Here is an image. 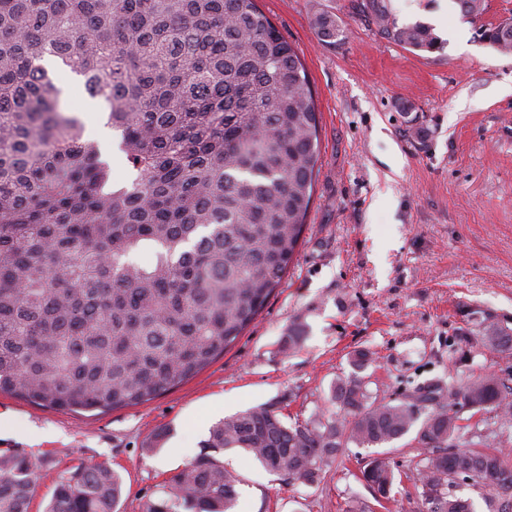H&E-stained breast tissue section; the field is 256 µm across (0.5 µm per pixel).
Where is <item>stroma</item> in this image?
Here are the masks:
<instances>
[{"mask_svg": "<svg viewBox=\"0 0 512 512\" xmlns=\"http://www.w3.org/2000/svg\"><path fill=\"white\" fill-rule=\"evenodd\" d=\"M362 0H257L297 49L320 113L321 159L303 240L259 316L195 377L154 400L100 414L52 411L0 394V454L37 459L30 512H45L65 471L89 461L121 473L118 512L143 502L202 452L218 420L274 407L320 417L334 382L366 348L379 396L402 398L424 382L465 384L495 373L512 384V351L462 339L484 314L512 327V52L492 48L484 25L512 17V0H484L479 19L454 0H390L399 24L432 27L443 51L409 49L377 32ZM336 17V43L319 40L315 16ZM64 105L95 140L102 110L83 80L56 69ZM306 337L283 352L289 328ZM401 471L422 458L413 435L348 444L317 483H287L241 450L224 454L239 478L235 512H426L416 480L395 483L375 506L357 474L375 453Z\"/></svg>", "mask_w": 512, "mask_h": 512, "instance_id": "1", "label": "stroma"}]
</instances>
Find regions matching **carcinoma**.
Returning <instances> with one entry per match:
<instances>
[{"label": "carcinoma", "instance_id": "obj_1", "mask_svg": "<svg viewBox=\"0 0 512 512\" xmlns=\"http://www.w3.org/2000/svg\"><path fill=\"white\" fill-rule=\"evenodd\" d=\"M465 17L483 0H455ZM364 8L378 32L417 51L442 42L400 25L387 0ZM313 26L336 43V18ZM512 52V28L484 30ZM83 77L133 177L83 139L43 65ZM320 117L295 48L256 0H0V393L67 412L143 404L224 355L257 318L297 253L319 171ZM148 250L143 264L135 255ZM478 335L512 349L487 314ZM330 387L331 410L287 423L270 406L226 417L208 451L142 512H231L237 479L218 454L243 450L288 481L316 482L348 443L373 447L417 429L427 512H472L456 481L480 486L490 512H512V464L487 447L512 433V390L492 373L437 381L400 400L360 376ZM493 414L492 426L464 413ZM480 445L482 449L471 448ZM37 462L0 455V512H29ZM369 459L361 479L381 504L396 476ZM121 475L89 462L61 477L48 512H117Z\"/></svg>", "mask_w": 512, "mask_h": 512}]
</instances>
